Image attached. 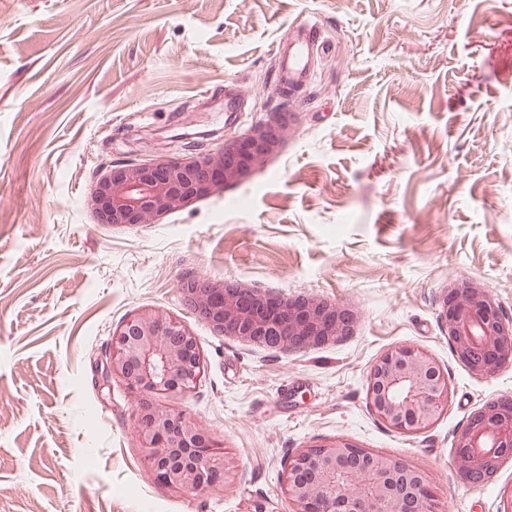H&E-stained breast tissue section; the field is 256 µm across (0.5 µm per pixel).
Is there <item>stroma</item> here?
Masks as SVG:
<instances>
[{
  "mask_svg": "<svg viewBox=\"0 0 512 512\" xmlns=\"http://www.w3.org/2000/svg\"><path fill=\"white\" fill-rule=\"evenodd\" d=\"M305 20L322 48L283 99L276 48ZM274 108L298 122L246 181L131 228L85 207L99 154L148 159L184 132L216 149ZM189 271L318 296L352 330L290 350L216 335L184 303ZM462 279L512 318V0H0V512H292L289 458L336 439L423 471L435 512H512V458L480 485L455 462L474 413L512 397V363L478 376L453 353L442 306ZM146 307L196 338L189 396L102 383L113 331ZM397 344L448 374L418 434L367 398ZM148 403L211 432L223 490L154 480Z\"/></svg>",
  "mask_w": 512,
  "mask_h": 512,
  "instance_id": "obj_1",
  "label": "stroma"
}]
</instances>
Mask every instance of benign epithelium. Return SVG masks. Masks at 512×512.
Instances as JSON below:
<instances>
[{"label":"benign epithelium","mask_w":512,"mask_h":512,"mask_svg":"<svg viewBox=\"0 0 512 512\" xmlns=\"http://www.w3.org/2000/svg\"><path fill=\"white\" fill-rule=\"evenodd\" d=\"M294 113L270 112L239 138L215 151H186L179 157L106 165L93 181L86 205L100 224H146L179 211L199 197L249 178L283 147ZM182 294L188 307L220 336L258 341L279 333V347H309L349 334L352 312L314 296L296 305L260 289L222 279L187 276ZM448 340L458 360L475 375H491L512 361V320L480 284L461 280L448 287ZM194 336L176 318L145 309L112 334L104 353L103 383L120 378L134 391L186 396L199 384L191 358ZM368 396L384 423L414 433L434 424L448 403V379L435 360L408 344L390 348L373 365ZM149 472L163 485L185 493L224 488V459L199 422L183 412L145 405L134 425ZM461 476L495 474L512 448V408L486 402L458 434ZM369 464L351 465L354 455ZM288 495L294 512H434L426 475L394 456L373 455L335 440L307 448L288 463Z\"/></svg>","instance_id":"benign-epithelium-1"}]
</instances>
